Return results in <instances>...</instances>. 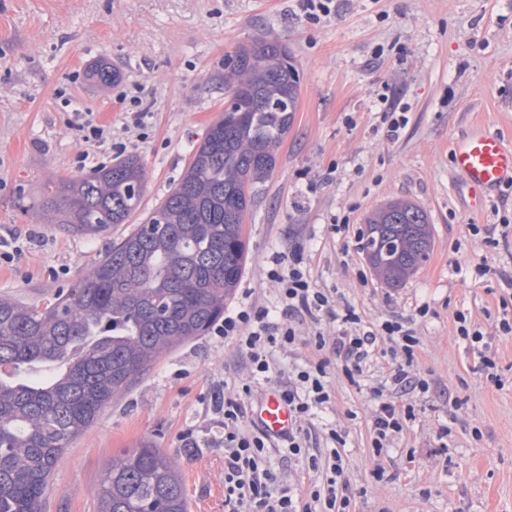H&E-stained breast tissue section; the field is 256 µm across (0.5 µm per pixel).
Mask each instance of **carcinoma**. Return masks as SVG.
I'll return each mask as SVG.
<instances>
[{"mask_svg": "<svg viewBox=\"0 0 512 512\" xmlns=\"http://www.w3.org/2000/svg\"><path fill=\"white\" fill-rule=\"evenodd\" d=\"M276 40L255 39L224 67L237 112L206 128L167 196L66 293L44 308L0 297V512H42L57 460L99 412L164 355L224 315L248 252L253 185L276 167L301 78ZM142 159L128 155L79 178L48 180L33 203L61 230L105 236L136 213ZM427 212L392 201L366 220L362 250L398 288L429 259ZM101 512H186L178 462L149 441L112 459Z\"/></svg>", "mask_w": 512, "mask_h": 512, "instance_id": "cac0c4a2", "label": "carcinoma"}]
</instances>
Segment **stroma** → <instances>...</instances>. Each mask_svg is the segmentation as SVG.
Here are the masks:
<instances>
[{
    "mask_svg": "<svg viewBox=\"0 0 512 512\" xmlns=\"http://www.w3.org/2000/svg\"><path fill=\"white\" fill-rule=\"evenodd\" d=\"M258 37L287 46L300 98L272 175L255 187L246 272L225 307L280 318L269 272L299 260L336 311L407 326L429 389L398 398L413 417L376 456L372 390L389 359H369L351 384L312 341L335 333L324 317L298 323L299 340L276 349L253 399L327 360L332 400L308 422L307 446L318 454L329 429L343 436L353 512H512V335L498 327L512 318V186L472 210L450 163L472 128L512 140V0H331L314 20L302 0H0V296L50 304L141 223L224 109L225 55ZM102 60L119 68L118 83L90 78ZM389 100L407 118L393 140ZM88 124L103 139L84 138ZM120 153L143 160L147 187L141 212L110 237H74L31 211L48 179ZM393 199L424 208L434 236L428 261L397 289L368 265L360 238L368 213ZM459 311L491 343L495 377L459 337ZM250 380L248 355L210 333L165 355L61 455L45 512H99L113 458L144 440L177 460L188 512H225L213 401Z\"/></svg>",
    "mask_w": 512,
    "mask_h": 512,
    "instance_id": "obj_1",
    "label": "stroma"
}]
</instances>
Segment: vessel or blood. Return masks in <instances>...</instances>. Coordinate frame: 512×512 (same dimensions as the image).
I'll list each match as a JSON object with an SVG mask.
<instances>
[{"instance_id": "obj_1", "label": "vessel or blood", "mask_w": 512, "mask_h": 512, "mask_svg": "<svg viewBox=\"0 0 512 512\" xmlns=\"http://www.w3.org/2000/svg\"><path fill=\"white\" fill-rule=\"evenodd\" d=\"M454 169L462 176L473 208H481L490 192L512 181V142L476 129L457 140L451 150ZM253 418L271 436L287 434L291 415L287 403L276 394L264 397Z\"/></svg>"}]
</instances>
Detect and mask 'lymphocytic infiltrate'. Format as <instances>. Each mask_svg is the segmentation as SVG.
<instances>
[{
  "label": "lymphocytic infiltrate",
  "mask_w": 512,
  "mask_h": 512,
  "mask_svg": "<svg viewBox=\"0 0 512 512\" xmlns=\"http://www.w3.org/2000/svg\"><path fill=\"white\" fill-rule=\"evenodd\" d=\"M270 276L280 285V300L289 324H280L267 315L251 316L242 309L225 316L214 333L246 351L251 360L253 379H260L270 370L271 351L286 347L298 339L296 319L313 320L327 317L336 321L335 335L316 334L317 350L328 349L342 357V371L352 384H359L364 366L380 341L392 344L397 357L391 362L384 384L376 389L377 404L372 412L373 445L376 454L387 451L393 440L404 430L411 417L410 407L395 404L394 395L425 391L429 383L412 370L416 336L396 322L367 326L354 309L335 312L330 297L314 288L299 264H291L287 273L271 270ZM326 361L294 370L288 389L283 394L291 412L293 424L288 433V456L305 461L312 471L322 472L308 494L296 496L290 487L278 484L271 462L267 435H254L244 428V400L252 393L243 386L237 399L225 400L220 411L224 417V504L228 512H351L348 460L344 454V439L330 432L331 446L322 456L310 454L305 424L325 409L331 400L326 376Z\"/></svg>",
  "instance_id": "f902f5d3"
}]
</instances>
